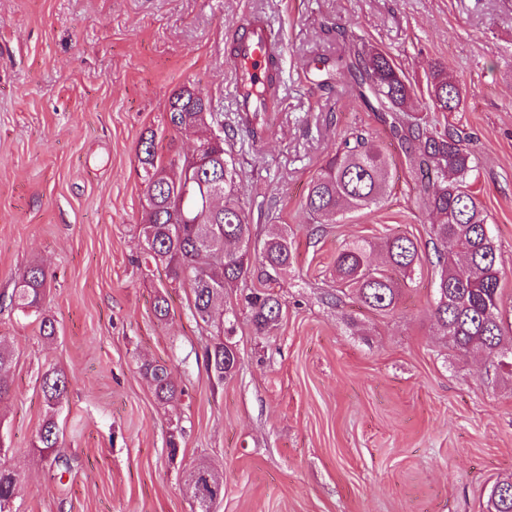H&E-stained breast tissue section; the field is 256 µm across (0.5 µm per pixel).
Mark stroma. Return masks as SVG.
Segmentation results:
<instances>
[{
  "label": "stroma",
  "mask_w": 512,
  "mask_h": 512,
  "mask_svg": "<svg viewBox=\"0 0 512 512\" xmlns=\"http://www.w3.org/2000/svg\"><path fill=\"white\" fill-rule=\"evenodd\" d=\"M249 15L281 31L285 92L261 143L233 149L241 202L258 236L287 230L294 255L272 287L283 317L264 335L244 302L257 280L225 292L235 320L221 334L193 318L189 288L145 266L137 175L141 139L166 155L182 86L205 88L236 123L228 38ZM365 43L403 69L417 111L432 66L464 90L462 111L429 119L469 139L512 320V0H0V296L31 264L52 275L39 311L0 306L14 353L0 403L13 512H194L186 484L201 466L224 484L215 512H487L490 486L512 478V375L437 331L414 157L348 75L315 81L316 65ZM357 132L389 158L385 201L310 224L311 177ZM393 233L427 261L397 309L377 313L337 291L333 264L346 241ZM219 337L240 357L223 380L204 362ZM146 362L168 367L177 402L156 398ZM53 367L69 391L47 454L35 441Z\"/></svg>",
  "instance_id": "35a3bbf8"
}]
</instances>
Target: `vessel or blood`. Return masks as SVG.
I'll use <instances>...</instances> for the list:
<instances>
[{
    "label": "vessel or blood",
    "instance_id": "obj_1",
    "mask_svg": "<svg viewBox=\"0 0 512 512\" xmlns=\"http://www.w3.org/2000/svg\"><path fill=\"white\" fill-rule=\"evenodd\" d=\"M235 103L238 112L270 111L279 102L283 42L272 23L260 16L241 21L232 37Z\"/></svg>",
    "mask_w": 512,
    "mask_h": 512
}]
</instances>
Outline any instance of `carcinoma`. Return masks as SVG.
Here are the masks:
<instances>
[{
  "label": "carcinoma",
  "mask_w": 512,
  "mask_h": 512,
  "mask_svg": "<svg viewBox=\"0 0 512 512\" xmlns=\"http://www.w3.org/2000/svg\"><path fill=\"white\" fill-rule=\"evenodd\" d=\"M355 85L362 103L378 113L401 149L418 162L416 181L422 203L433 218L431 234L438 266L434 280L432 316L438 331L450 337L461 352H481L495 368H512V336L502 319V267L487 216L472 188L475 161L466 138L449 130L439 132L426 117L407 109L413 92L403 71L382 50L365 46L357 58L338 61ZM429 108L434 112H458L462 91L444 69L434 68L428 85ZM169 127L181 138L207 139L209 132L223 130V143L234 141L224 130V113L200 88L185 86L173 94L167 106ZM137 154L138 176L144 186L142 232L146 255L161 265L173 281L188 285L193 316L208 324L224 291L246 280L253 265L271 283L288 275L294 256L288 233L282 231L263 241L256 238L241 205V179L230 151L223 154L224 192L209 183L207 170L180 156L176 140L168 157L156 155L154 140L141 142ZM390 164L381 144L362 133L346 138L336 154L323 164L309 182L305 210L318 223L336 215L379 206L387 194ZM380 247L387 265L375 266L369 258ZM417 243L405 234H393L375 244L352 240L336 253V283L352 289L361 303L380 313L397 308L402 283L421 266ZM50 275L32 265L18 275L9 306L37 309L44 299ZM249 321L258 334L275 327L283 314L279 298L267 289L246 294ZM11 349L0 341V402L12 394ZM207 368L222 380L233 376L240 364L236 349L220 340L206 351ZM155 396L164 402L180 398L167 367L143 365ZM42 393L49 409L62 403L67 377L57 369L42 376ZM38 447L52 452L60 430L54 416L45 418L37 433ZM188 488L204 489L213 496L224 494V484L207 467L190 475ZM16 475L0 469V512L13 502ZM489 512H512V480L494 483L487 493Z\"/></svg>",
  "instance_id": "cac0c4a2"
}]
</instances>
